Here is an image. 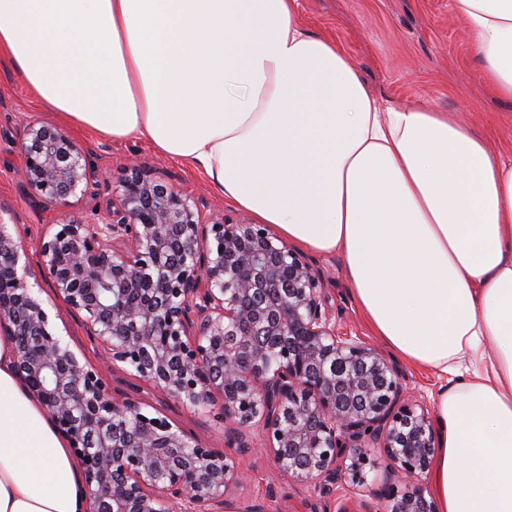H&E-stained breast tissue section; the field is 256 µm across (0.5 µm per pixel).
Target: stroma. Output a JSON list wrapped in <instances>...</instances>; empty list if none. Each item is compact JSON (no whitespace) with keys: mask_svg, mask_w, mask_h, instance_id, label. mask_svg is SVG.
<instances>
[{"mask_svg":"<svg viewBox=\"0 0 512 512\" xmlns=\"http://www.w3.org/2000/svg\"><path fill=\"white\" fill-rule=\"evenodd\" d=\"M295 20L311 33L335 40L377 99L397 107L452 114L486 137L493 150L512 155V100L494 95L485 84L472 40L455 15L452 0H298ZM54 121L20 74L1 62L0 222L9 224L14 238L32 255L51 214L20 182V141L28 123ZM72 138L85 150L98 181L94 192L75 204L84 219H93L96 210L105 208L132 161L146 166L152 177L205 201L211 213L224 216L227 222L247 217L245 211L226 203L202 175L156 153L147 143H116L79 130ZM304 256L324 276L326 303L337 332L360 338L395 361L413 400L431 406L438 380L398 359L372 335L351 291L344 256L309 250ZM105 376L119 393L138 386L146 400L204 444L226 449L223 427L208 415L182 407L147 384H135L122 371L109 370ZM370 453L377 467L368 478L366 492L359 495L340 483L324 490L296 484L260 452L246 457L236 494L250 512H382V496L398 478L384 465L380 448H371Z\"/></svg>","mask_w":512,"mask_h":512,"instance_id":"35a3bbf8","label":"stroma"}]
</instances>
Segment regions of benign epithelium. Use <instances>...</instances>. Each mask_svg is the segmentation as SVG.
<instances>
[{"label": "benign epithelium", "mask_w": 512, "mask_h": 512, "mask_svg": "<svg viewBox=\"0 0 512 512\" xmlns=\"http://www.w3.org/2000/svg\"><path fill=\"white\" fill-rule=\"evenodd\" d=\"M21 183L50 204L40 260L0 224V334L24 340L16 379L80 462L91 512H233L240 459L188 435L137 392L117 394L40 298L74 312L108 366L232 425L258 428L278 470L362 492L382 448L404 478L385 512H437L417 483L437 432L395 366L336 332L321 273L266 224H230L133 165L95 222L71 215L94 174L64 130L28 125Z\"/></svg>", "instance_id": "1"}]
</instances>
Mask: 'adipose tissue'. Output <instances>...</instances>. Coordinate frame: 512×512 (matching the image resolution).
<instances>
[{"mask_svg": "<svg viewBox=\"0 0 512 512\" xmlns=\"http://www.w3.org/2000/svg\"><path fill=\"white\" fill-rule=\"evenodd\" d=\"M512 98V0H452ZM298 0H0V58L66 130L144 141L295 247L342 253L375 336L436 375L438 512H512V159L373 99ZM0 336V512H87Z\"/></svg>", "mask_w": 512, "mask_h": 512, "instance_id": "adipose-tissue-1", "label": "adipose tissue"}]
</instances>
